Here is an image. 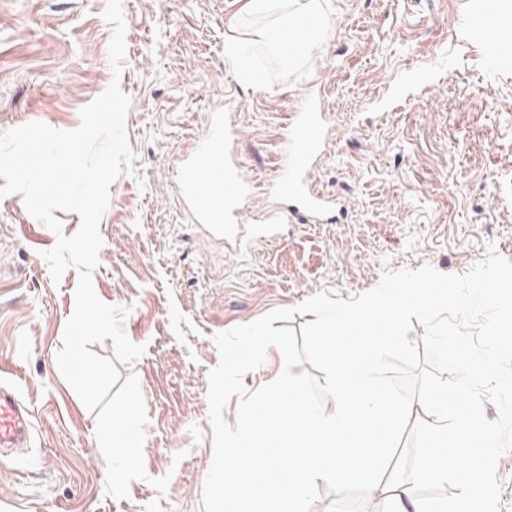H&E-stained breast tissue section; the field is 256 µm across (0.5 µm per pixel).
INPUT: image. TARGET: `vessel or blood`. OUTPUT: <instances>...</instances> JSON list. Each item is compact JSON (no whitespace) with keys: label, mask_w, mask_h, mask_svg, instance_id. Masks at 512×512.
Returning a JSON list of instances; mask_svg holds the SVG:
<instances>
[{"label":"vessel or blood","mask_w":512,"mask_h":512,"mask_svg":"<svg viewBox=\"0 0 512 512\" xmlns=\"http://www.w3.org/2000/svg\"><path fill=\"white\" fill-rule=\"evenodd\" d=\"M314 19L295 22L278 32L280 46L299 45L315 27ZM329 134V117L319 89H312L299 112L293 113L283 141L277 176L268 184L272 197L263 223L254 227L259 239L271 240L282 224H337L343 201L318 189L310 173L321 159ZM232 131L222 114L212 118L211 131L194 160L185 168L177 190L198 223L225 236H236L242 222L240 206L254 187L242 173V163L229 146ZM31 414L16 388L0 376V447L27 446L32 434Z\"/></svg>","instance_id":"vessel-or-blood-1"}]
</instances>
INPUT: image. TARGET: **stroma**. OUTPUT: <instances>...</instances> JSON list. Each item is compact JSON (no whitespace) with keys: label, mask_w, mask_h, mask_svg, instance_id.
Masks as SVG:
<instances>
[{"label":"stroma","mask_w":512,"mask_h":512,"mask_svg":"<svg viewBox=\"0 0 512 512\" xmlns=\"http://www.w3.org/2000/svg\"><path fill=\"white\" fill-rule=\"evenodd\" d=\"M248 0H121L127 52L113 77L107 0H0V133L32 121L70 130L118 79L136 176L110 187L93 286L129 308L128 338L148 422L147 479L105 494L96 415L61 376L57 354L78 273L53 281L21 195L0 198V366L32 413L27 447L0 454V512H202L212 460V335L328 291L374 288L384 269L462 273L487 245L512 259V64L492 65L475 0H330L329 28L284 63L265 42L286 22L252 17ZM239 41L244 75L224 55ZM320 84L334 137L315 185L348 208L341 224H284L276 240L240 242L191 219L177 192L212 113L237 103L235 150L264 214L291 114ZM171 474L165 495L152 478Z\"/></svg>","instance_id":"stroma-1"}]
</instances>
